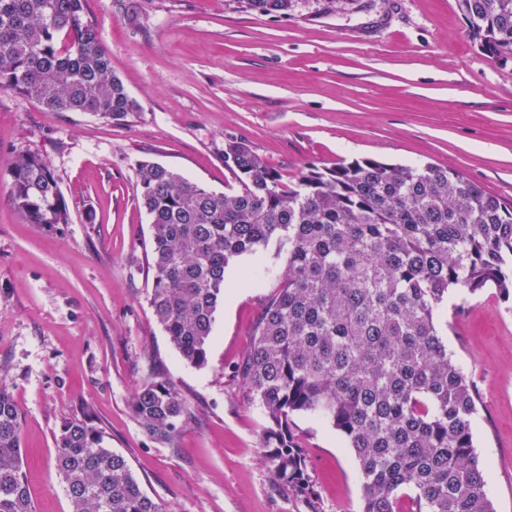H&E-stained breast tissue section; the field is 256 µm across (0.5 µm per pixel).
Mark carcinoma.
<instances>
[{"mask_svg":"<svg viewBox=\"0 0 512 512\" xmlns=\"http://www.w3.org/2000/svg\"><path fill=\"white\" fill-rule=\"evenodd\" d=\"M86 0H0V93L48 112L122 124L141 111ZM286 15L293 0H240ZM489 57L512 58V0H456ZM231 182L218 193L152 162L136 168L151 224L149 302L184 362L209 361L224 276L239 256L276 245L287 256L256 321L240 376L263 419L274 480L313 494L292 418L334 428L351 448L362 512H494L473 442L469 378L448 356L438 317L448 292L494 288L512 301V202L448 166L364 157L310 167L289 184L240 138L224 141ZM9 200L28 224L52 229L71 212L48 159L21 150L7 169ZM145 432L170 440L188 413L174 385L153 378L132 396ZM22 416L0 383V512H34L23 471ZM55 466L70 512H164L128 460L102 446L91 416L62 423Z\"/></svg>","mask_w":512,"mask_h":512,"instance_id":"obj_1","label":"carcinoma"}]
</instances>
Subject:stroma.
<instances>
[{
    "label": "stroma",
    "mask_w": 512,
    "mask_h": 512,
    "mask_svg": "<svg viewBox=\"0 0 512 512\" xmlns=\"http://www.w3.org/2000/svg\"><path fill=\"white\" fill-rule=\"evenodd\" d=\"M87 0L112 69L142 110L122 124L45 111L0 94V379L23 417L35 512H69L56 471L62 422L92 414L164 512H361L352 452L329 425L292 431L316 489L292 496L262 455V421L237 374L275 280L248 287L274 248L227 270L207 366L183 362L149 303V218L136 167L152 161L216 192L224 141L247 140L293 180L308 167L372 157L449 166L512 200V60L484 55L455 0H296L287 15L239 0ZM48 157L72 220L46 230L11 207L5 169ZM448 352L479 399L475 447L495 512H512V310L494 290L448 295ZM171 381L190 413L168 441L149 437L130 402Z\"/></svg>",
    "instance_id": "stroma-1"
}]
</instances>
